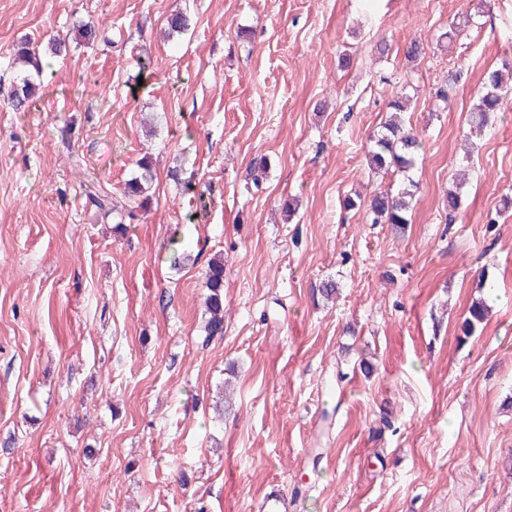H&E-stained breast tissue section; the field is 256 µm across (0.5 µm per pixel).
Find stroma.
Listing matches in <instances>:
<instances>
[{
	"mask_svg": "<svg viewBox=\"0 0 512 512\" xmlns=\"http://www.w3.org/2000/svg\"><path fill=\"white\" fill-rule=\"evenodd\" d=\"M478 3L0 0V512H512V94L463 137L512 0ZM24 40L45 71L17 112ZM400 90L425 145L401 232L343 207L403 181L366 163ZM147 153L148 201L104 214ZM206 287L209 291L206 297V313L208 317L203 325V340L209 342L215 336L224 333V258L214 257L208 264Z\"/></svg>",
	"mask_w": 512,
	"mask_h": 512,
	"instance_id": "35a3bbf8",
	"label": "stroma"
}]
</instances>
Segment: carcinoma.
<instances>
[{
    "label": "carcinoma",
    "instance_id": "1",
    "mask_svg": "<svg viewBox=\"0 0 512 512\" xmlns=\"http://www.w3.org/2000/svg\"><path fill=\"white\" fill-rule=\"evenodd\" d=\"M17 67L18 81L13 86L11 102L15 111L24 112L33 103L38 85L34 76L43 74L40 54L30 49L28 43L17 48L13 59ZM454 76L435 87L432 100L437 108L446 107L448 88ZM512 91V62H504L499 69L491 70L484 76L483 90L469 114V133H480L490 124L493 114L502 111L507 93ZM408 95L400 93L388 102L390 116L382 129L369 136L370 147L367 159L374 170H393L406 173L415 165L416 158L424 152V143L414 129L404 123L401 113L407 108ZM139 175L127 180L123 193L130 199L146 202L154 179L153 161L145 156L138 162ZM413 181L397 191L374 193L367 205V213L373 224H391L399 230L409 223L408 214L414 199ZM206 315L203 325V343L216 336L224 335V257L217 256L208 264L206 274ZM490 306L485 300L474 301L464 320V333L469 335L476 325L487 319Z\"/></svg>",
    "mask_w": 512,
    "mask_h": 512
}]
</instances>
